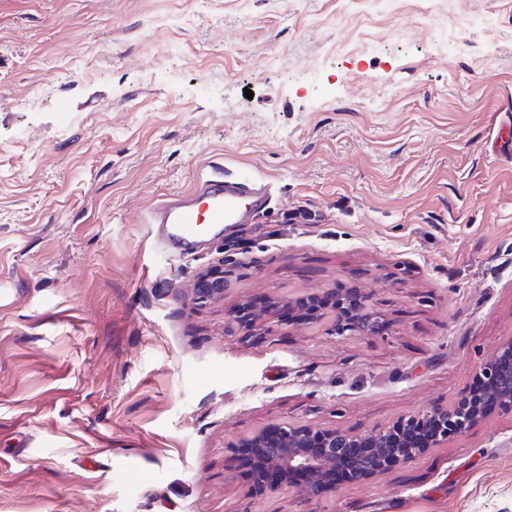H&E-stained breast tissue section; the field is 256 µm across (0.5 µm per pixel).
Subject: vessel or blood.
Instances as JSON below:
<instances>
[{"label":"vessel or blood","instance_id":"obj_1","mask_svg":"<svg viewBox=\"0 0 512 512\" xmlns=\"http://www.w3.org/2000/svg\"><path fill=\"white\" fill-rule=\"evenodd\" d=\"M269 202L265 186L216 167L199 176L190 190L168 194L156 203L150 221L166 249L181 255L200 247L202 228L250 223Z\"/></svg>","mask_w":512,"mask_h":512}]
</instances>
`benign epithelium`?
Returning <instances> with one entry per match:
<instances>
[{
  "label": "benign epithelium",
  "instance_id": "1",
  "mask_svg": "<svg viewBox=\"0 0 512 512\" xmlns=\"http://www.w3.org/2000/svg\"><path fill=\"white\" fill-rule=\"evenodd\" d=\"M212 278L215 282L199 290L197 301L224 293V271L213 272ZM277 307L288 311V321L303 326L325 325L330 335L371 336L386 328L371 295L358 288L316 290L282 303L267 296L257 305L231 311L227 323L233 329L252 332L263 314ZM496 408L512 411V339L497 347L490 360L475 372L468 389L449 407L400 419L368 435L286 421L241 440L235 448L255 449L261 468L274 469L281 475L278 484L268 485L261 474H255L249 485L252 493L294 489L317 501L335 491L332 477L336 470L346 472L348 483H364L467 433ZM415 422L430 429L423 443L401 430L403 425Z\"/></svg>",
  "mask_w": 512,
  "mask_h": 512
}]
</instances>
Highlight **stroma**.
<instances>
[{
	"label": "stroma",
	"mask_w": 512,
	"mask_h": 512,
	"mask_svg": "<svg viewBox=\"0 0 512 512\" xmlns=\"http://www.w3.org/2000/svg\"><path fill=\"white\" fill-rule=\"evenodd\" d=\"M215 166L271 208L168 256ZM0 284V512H512L510 411L312 506L235 449L448 406L512 339V0H0ZM318 288L386 331L226 324Z\"/></svg>",
	"instance_id": "stroma-1"
}]
</instances>
